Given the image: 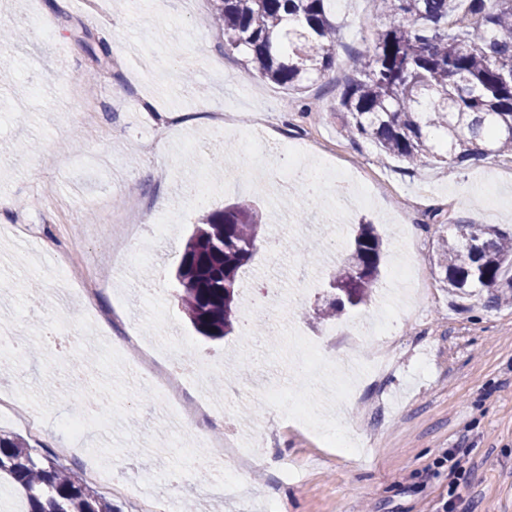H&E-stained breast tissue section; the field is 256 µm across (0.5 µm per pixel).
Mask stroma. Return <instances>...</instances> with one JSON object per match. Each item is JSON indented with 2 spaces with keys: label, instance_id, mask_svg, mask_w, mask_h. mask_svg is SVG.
I'll return each instance as SVG.
<instances>
[{
  "label": "stroma",
  "instance_id": "35a3bbf8",
  "mask_svg": "<svg viewBox=\"0 0 512 512\" xmlns=\"http://www.w3.org/2000/svg\"><path fill=\"white\" fill-rule=\"evenodd\" d=\"M331 14L340 27L332 65L294 94L225 50L210 0H126L121 8L113 0H0V27L22 29L36 16L51 34L0 52V142L14 146L0 157V324L36 342L22 356L0 348V391L20 411L1 429L27 435L24 418L38 415L44 432L27 436L29 444L78 476L91 461L108 474L126 469L157 496L176 493L196 512L239 508L215 492L208 449L166 427L161 402L151 386L132 382L117 346L72 355L44 343L51 329L88 330L84 299L57 272L66 244L72 263L93 277L96 309H122L113 336L162 345L180 338L178 360L215 363L206 395L223 419L210 434L244 446L258 444L259 425L275 434L274 447L258 451L264 465L246 476L249 512H435L452 486L454 512H512V305L453 297L432 260L443 225L512 228V157L409 165L346 137L333 110L352 56L380 25L373 0H341ZM90 38L106 43L110 65L92 61ZM137 80L148 85L151 109L127 99ZM258 111L273 138L315 143L304 157L311 168L354 171L351 194L383 186L377 206L345 207L329 181L310 203L292 184L256 175L237 130ZM227 146L229 160L213 172L214 154ZM241 197L266 217L249 273L268 303L252 319L259 336L212 342L185 321L174 272L190 224ZM363 221L383 237L381 283L403 262L422 269L425 289L390 284L335 321L317 320L327 275ZM300 241L314 263L302 259ZM23 282L37 291H21ZM388 301L406 314L392 328L390 369L368 377L347 357L356 342L350 326L376 318ZM92 392L106 418L87 420L73 438L62 425ZM286 401L314 406L354 453L323 447L281 416ZM462 439L470 454L457 482L439 460ZM283 457L296 463L297 481L281 479L275 461Z\"/></svg>",
  "mask_w": 512,
  "mask_h": 512
}]
</instances>
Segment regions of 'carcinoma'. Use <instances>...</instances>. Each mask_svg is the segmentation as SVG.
Listing matches in <instances>:
<instances>
[{
  "label": "carcinoma",
  "mask_w": 512,
  "mask_h": 512,
  "mask_svg": "<svg viewBox=\"0 0 512 512\" xmlns=\"http://www.w3.org/2000/svg\"><path fill=\"white\" fill-rule=\"evenodd\" d=\"M224 47L246 54L248 71L300 91L330 68L338 26L330 0H210ZM376 18L399 19L352 59L335 109L351 137L405 162L462 164L512 155V0H379ZM263 224L253 201L206 213L193 225L176 272L183 312L203 337L236 331L242 268ZM383 239L359 225L343 265L328 274L326 320L365 303L378 288ZM436 266L448 293H486L484 306L512 300V231L493 224H447ZM13 484L27 512H121L56 458L0 429V481Z\"/></svg>",
  "instance_id": "cac0c4a2"
}]
</instances>
